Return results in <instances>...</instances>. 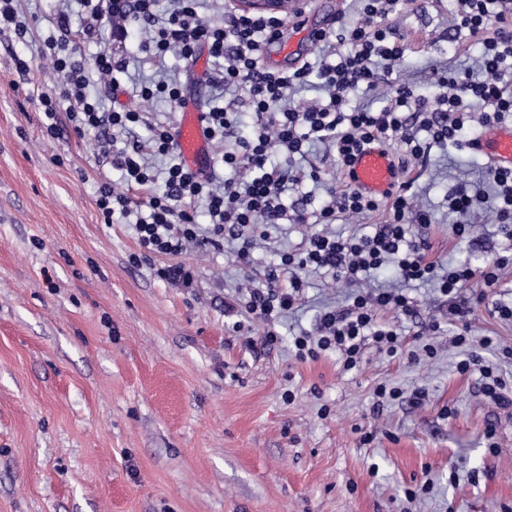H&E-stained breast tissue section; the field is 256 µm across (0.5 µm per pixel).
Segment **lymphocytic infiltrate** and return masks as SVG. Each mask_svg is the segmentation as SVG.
Segmentation results:
<instances>
[{
	"label": "lymphocytic infiltrate",
	"instance_id": "f902f5d3",
	"mask_svg": "<svg viewBox=\"0 0 512 512\" xmlns=\"http://www.w3.org/2000/svg\"><path fill=\"white\" fill-rule=\"evenodd\" d=\"M52 18L54 32L43 40L37 58L48 61L57 76L53 90L41 91L37 100L45 116L44 132L55 138L64 125H71L77 135L95 132L98 141L97 162L122 173V187L105 182L99 188L96 206L104 223L130 225L139 252L133 263L154 255L171 257L170 265L158 269L167 282H187L190 275L176 259L196 243L221 249L225 239L239 241L238 259L249 264L251 250L259 239H267V227L290 220L310 224L300 252H285L277 268L264 282L247 283L246 310L264 321L268 329L261 338L263 346L278 342L274 324L293 309L302 290V271L315 269L332 279L355 286L347 309H326L317 315L313 332H304L292 340L294 357L301 362L315 361L332 354L343 371L355 369L366 345L394 356L403 341L396 329L378 325L381 310L415 317L416 304L411 297L383 289L359 290L368 273L390 269L405 283L438 281L441 295L448 299V311L458 320L469 314L463 285L481 279L486 286L496 285L512 257L502 255L483 268L461 263L448 272H440L429 258L427 240L408 232L407 219L430 223L428 212L415 208L411 183L405 182L386 203L371 199L352 186L329 189L330 200L312 209L310 197L301 198L293 210H285L281 197L295 190L304 180L319 181L322 170L310 166L302 170L272 162L270 152L281 146L289 153H302L306 143L321 142L334 150L339 169H346L354 153L373 143L393 139L405 148L408 159L426 165L432 146H452L469 150L471 137L465 124L472 117L473 106H483L481 123L485 126L512 118V90L503 81L502 66L512 59V0H457L458 29L476 37L481 48L480 74L473 77L452 71L438 72L431 97L416 94L404 83L392 82L395 65L407 51L403 35L389 21L399 0H356L360 19L355 24H338L320 37L337 57L336 63L321 67L318 77L328 96L327 102L295 104L291 91L310 74L309 64L293 70L271 71L260 62L264 43L281 35V21L263 15L244 14L225 6L222 22L213 23L200 16L199 0H172L165 19H158L156 0H60ZM85 11L81 41L71 38L73 5ZM109 29L112 40L93 58H85L82 43L97 39L102 29ZM147 32L141 44L145 52L161 57L176 54L193 61L200 49L220 61L223 85L237 87L243 109L252 114L249 134H239L240 111L214 106L205 113L210 141L223 144V153L215 158L207 175L191 171L180 158L171 125L154 129L148 144L126 141L124 148L113 151L115 134L129 131L140 120L139 112L120 108L105 109L100 97L89 95L88 86L103 83L107 91L120 87L119 74L127 62L121 50L131 33ZM382 93L389 102L380 106L352 108L348 96L355 90ZM67 112H60V105ZM427 140H420V132ZM168 157L163 175L147 166V152ZM228 167L245 176L242 188L222 183L219 171ZM488 188L462 180L448 195V205L455 215L457 237L468 236L471 215L476 205H485L498 223L512 224V170L484 168ZM143 193V200H133V193ZM387 206L384 223L372 225L370 232L341 237L324 232L323 227L337 218H358ZM210 219L206 228L197 224L198 210ZM469 328H462L454 342L469 346L467 358L457 364L459 372H479L480 392L495 404L512 406L507 383L480 355V348L490 347L492 338L482 337L479 350H472Z\"/></svg>",
	"mask_w": 512,
	"mask_h": 512
}]
</instances>
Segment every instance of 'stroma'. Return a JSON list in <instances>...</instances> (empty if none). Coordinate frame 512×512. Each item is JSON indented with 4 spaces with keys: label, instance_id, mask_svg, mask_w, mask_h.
<instances>
[{
    "label": "stroma",
    "instance_id": "1",
    "mask_svg": "<svg viewBox=\"0 0 512 512\" xmlns=\"http://www.w3.org/2000/svg\"><path fill=\"white\" fill-rule=\"evenodd\" d=\"M454 9L455 0L398 6L408 51L393 76L417 93H432L435 66L476 65ZM24 46L0 35V512H512V407L480 393L479 373L458 372L461 324L436 283L406 287L421 317L443 324L428 341L417 339V322L381 316L400 328L402 356L370 347L347 374L331 354L295 360L292 336L313 331L319 311L349 304V287L316 273L278 324L279 343L248 348L233 324L255 337L265 325L241 307L238 289L301 247L306 227L280 226L244 268L230 241L219 252L188 250V288L157 277L169 257L132 265V228L102 223L96 207L99 186L120 174L97 164L94 134L45 136L28 92L54 80L38 62L16 71ZM126 58L125 91L104 106L175 120L166 99L145 105L130 90L163 71L185 77L184 62H154L134 41ZM479 171V160L435 147L426 167L400 174L433 216L410 232L428 237L440 268L482 267L508 244L485 212L470 237L453 233L448 192ZM463 294L473 300L472 334L512 349V321L494 311L512 303V272L490 288L472 280ZM426 343L435 356L410 361ZM381 385L403 396L377 412ZM365 432L374 435L366 445Z\"/></svg>",
    "mask_w": 512,
    "mask_h": 512
}]
</instances>
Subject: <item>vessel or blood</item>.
<instances>
[{"mask_svg": "<svg viewBox=\"0 0 512 512\" xmlns=\"http://www.w3.org/2000/svg\"><path fill=\"white\" fill-rule=\"evenodd\" d=\"M314 9L313 0H300L297 10L289 17L292 30L309 42L315 41L319 34L318 29L309 25V15ZM177 110L179 115L173 132L175 147L191 170L204 171L211 163L210 141L204 114L192 92H185ZM473 148L493 168L512 169V125L488 127L476 136ZM398 175L394 156L378 146L357 153L347 172L354 188L376 199L386 198L393 192Z\"/></svg>", "mask_w": 512, "mask_h": 512, "instance_id": "obj_1", "label": "vessel or blood"}]
</instances>
